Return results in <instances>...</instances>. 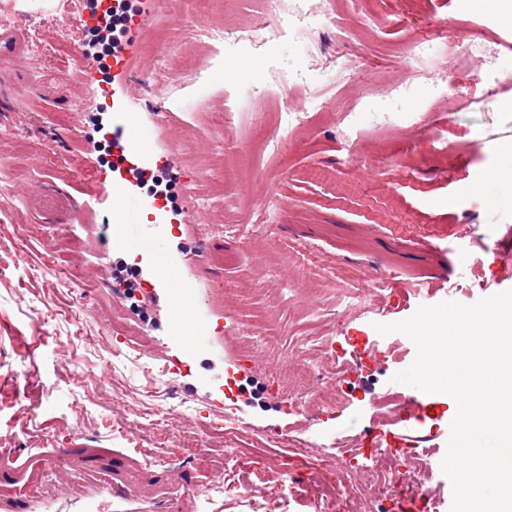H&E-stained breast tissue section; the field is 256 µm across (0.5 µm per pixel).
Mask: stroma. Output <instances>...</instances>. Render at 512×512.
Here are the masks:
<instances>
[{
    "label": "stroma",
    "mask_w": 512,
    "mask_h": 512,
    "mask_svg": "<svg viewBox=\"0 0 512 512\" xmlns=\"http://www.w3.org/2000/svg\"><path fill=\"white\" fill-rule=\"evenodd\" d=\"M314 2L340 35L270 23L264 0H153L127 73L62 52L0 56V512H57L92 490L102 512L126 499L149 512H403L389 497L325 496L321 481L344 439L373 437L374 395L408 390L393 377L415 349L377 325L512 290V31L496 24L512 0ZM30 19L23 39L58 45L85 23L77 9ZM422 39L426 58L405 69ZM457 41L480 49L454 55ZM129 109L156 154H172L181 188L178 213L142 214L167 222L163 278L153 252L113 232L108 204L72 208L115 179L99 124ZM116 258L137 271L139 314L123 289L92 287L114 280ZM183 289L214 327L202 354L169 331ZM119 323L134 346L117 354ZM322 336L359 339L344 355L345 407L333 420L284 413L285 396L312 399L293 391L302 373L331 381L335 358L281 362ZM174 356L192 364L173 389L189 412L134 420L133 393L164 384ZM230 368L264 386L262 401L239 398L235 433L188 447L201 420L223 415L216 377ZM454 416L431 394L407 423L440 447L425 493L437 512H449ZM267 424L309 453L268 445ZM175 448L176 462H143ZM194 485L210 501L187 494Z\"/></svg>",
    "instance_id": "1"
}]
</instances>
